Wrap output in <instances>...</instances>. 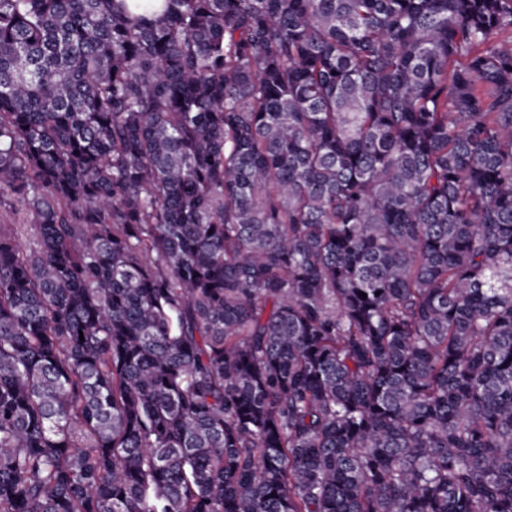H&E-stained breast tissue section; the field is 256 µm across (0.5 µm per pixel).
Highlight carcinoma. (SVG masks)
I'll use <instances>...</instances> for the list:
<instances>
[{"instance_id": "carcinoma-1", "label": "carcinoma", "mask_w": 512, "mask_h": 512, "mask_svg": "<svg viewBox=\"0 0 512 512\" xmlns=\"http://www.w3.org/2000/svg\"><path fill=\"white\" fill-rule=\"evenodd\" d=\"M161 2L0 0V512H512V0Z\"/></svg>"}]
</instances>
